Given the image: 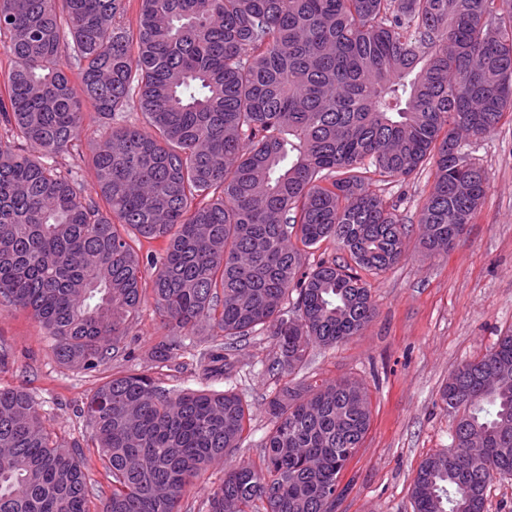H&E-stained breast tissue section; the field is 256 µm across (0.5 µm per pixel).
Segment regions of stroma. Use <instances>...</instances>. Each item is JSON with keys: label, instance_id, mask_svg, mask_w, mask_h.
Masks as SVG:
<instances>
[{"label": "stroma", "instance_id": "stroma-1", "mask_svg": "<svg viewBox=\"0 0 512 512\" xmlns=\"http://www.w3.org/2000/svg\"><path fill=\"white\" fill-rule=\"evenodd\" d=\"M465 149L485 170L488 186L480 212L449 252L429 255L419 246L418 219L432 167L372 183L410 227L406 255L386 272L367 275L376 315L363 333L333 348H314L304 371L312 383L356 378L372 402L371 427L342 474L348 490L336 512H413L411 488L420 463L451 442L439 401L449 375L512 331V113L484 136L468 139ZM166 333L152 304H145L129 327L126 353L95 370L76 371L56 359L52 339L30 312L0 309V338L11 352L0 386L29 389L46 426L60 440L87 448L92 435L79 414L81 402L113 373L139 367L140 357ZM273 354L270 338L260 335L239 346L231 380L198 376L191 355L182 351L161 376V385L173 392L234 388L253 411L244 448L195 481L184 500L188 512H197L222 482L225 465L258 461L259 442L270 427L265 398L275 388L264 363Z\"/></svg>", "mask_w": 512, "mask_h": 512}]
</instances>
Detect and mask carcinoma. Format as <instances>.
Returning <instances> with one entry per match:
<instances>
[{
	"mask_svg": "<svg viewBox=\"0 0 512 512\" xmlns=\"http://www.w3.org/2000/svg\"><path fill=\"white\" fill-rule=\"evenodd\" d=\"M125 2L0 0V306L29 311L62 364L89 370L125 349L152 270L169 334L80 409L112 479L100 512H182L200 472L243 447L239 394L155 377L204 324L202 375L230 377L236 344L259 332L277 385L260 464L225 469L200 512H336L370 396L355 378L297 374L312 347L373 321L358 270L405 254L408 227L371 175L433 164L429 253L480 211L486 175L462 141L512 112V0H140L135 29ZM132 106L141 124L114 122ZM89 110L112 131L87 192L59 159L77 158ZM328 239L354 265L306 264ZM440 402L451 444L420 464L414 512H485L512 475V333L458 366ZM86 468L30 392L0 386V512H90Z\"/></svg>",
	"mask_w": 512,
	"mask_h": 512,
	"instance_id": "obj_1",
	"label": "carcinoma"
}]
</instances>
